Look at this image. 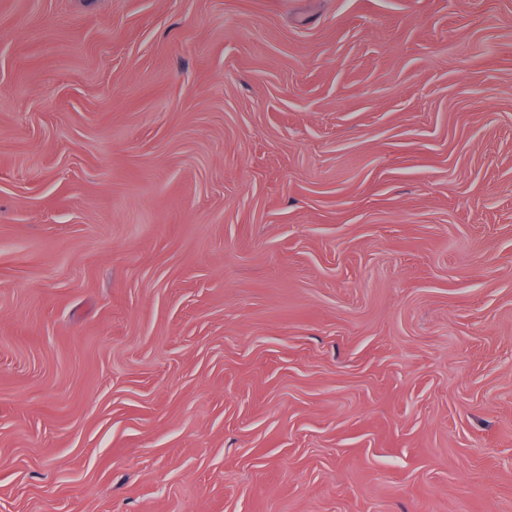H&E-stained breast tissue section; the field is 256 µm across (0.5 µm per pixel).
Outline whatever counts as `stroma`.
<instances>
[{
    "instance_id": "35a3bbf8",
    "label": "stroma",
    "mask_w": 512,
    "mask_h": 512,
    "mask_svg": "<svg viewBox=\"0 0 512 512\" xmlns=\"http://www.w3.org/2000/svg\"><path fill=\"white\" fill-rule=\"evenodd\" d=\"M0 512H512V0H0Z\"/></svg>"
}]
</instances>
